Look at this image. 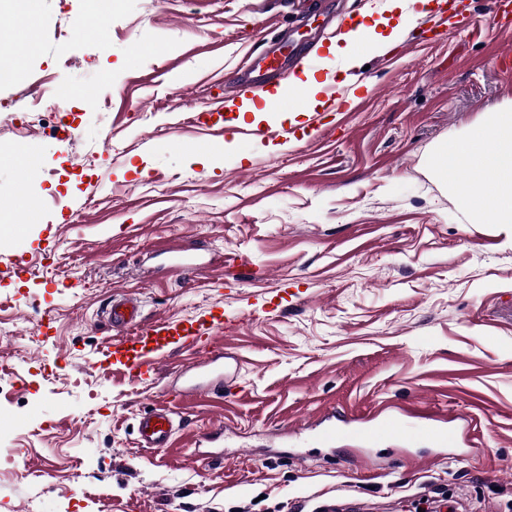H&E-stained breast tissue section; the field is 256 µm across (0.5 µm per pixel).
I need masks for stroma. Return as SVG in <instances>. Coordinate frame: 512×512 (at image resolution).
<instances>
[{"mask_svg":"<svg viewBox=\"0 0 512 512\" xmlns=\"http://www.w3.org/2000/svg\"><path fill=\"white\" fill-rule=\"evenodd\" d=\"M432 37L418 25L359 70L352 112L318 136L260 147L235 113L197 117L281 39L312 42L314 70H343L324 14L383 0H123L105 37L81 33L88 0H36L37 38L0 81V512H512V227L476 224L432 172L435 146L512 101V45L495 0H458ZM71 100L63 140L55 96ZM201 269L165 273V247ZM145 322L223 313L213 344L234 381L176 405L172 448L134 428L190 352L132 382L107 347L113 296ZM473 419L470 447L378 448L276 431L379 407ZM224 424L228 457L193 456ZM303 451L300 459L278 448Z\"/></svg>","mask_w":512,"mask_h":512,"instance_id":"obj_1","label":"stroma"}]
</instances>
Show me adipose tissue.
Wrapping results in <instances>:
<instances>
[{"label":"adipose tissue","mask_w":512,"mask_h":512,"mask_svg":"<svg viewBox=\"0 0 512 512\" xmlns=\"http://www.w3.org/2000/svg\"><path fill=\"white\" fill-rule=\"evenodd\" d=\"M387 9L385 17L365 13L331 43L329 54L350 59L366 49H390L419 14L409 10L408 0H389ZM431 169L473 220L512 225V102L492 107L465 136L441 141L432 153ZM461 169L468 173L463 181L457 177Z\"/></svg>","instance_id":"ef3b65f1"}]
</instances>
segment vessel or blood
Wrapping results in <instances>:
<instances>
[{"label": "vessel or blood", "mask_w": 512, "mask_h": 512, "mask_svg": "<svg viewBox=\"0 0 512 512\" xmlns=\"http://www.w3.org/2000/svg\"><path fill=\"white\" fill-rule=\"evenodd\" d=\"M254 81V76L249 75L225 84L224 99L218 104L219 110H226L230 103L246 96ZM349 93L348 86L334 80L328 82L323 89L324 112L339 110ZM106 314L112 327L123 332L122 337L112 342L109 354L126 369L130 379L137 382L155 378L169 344L178 343L182 347L193 348L200 339L213 337L224 329V317L217 314L184 324L157 321L137 330L133 324L138 317V306L133 300L124 297L112 299ZM227 358L223 350L211 349L201 361L185 365L181 371L182 386L174 390L163 388L155 407L141 414L137 424L138 446L150 450L170 447L176 431L171 404L185 401L190 393L203 388H223L225 381L231 378ZM456 420L453 414L445 420L434 415L420 414L415 422L409 423L383 409L368 418H353L339 425L329 418L320 419L311 424L310 430L317 446L321 448L333 447L336 434L340 431L354 435L361 443L372 447L401 433L414 441L425 438L437 447L455 448L460 440Z\"/></svg>", "instance_id": "1"}]
</instances>
